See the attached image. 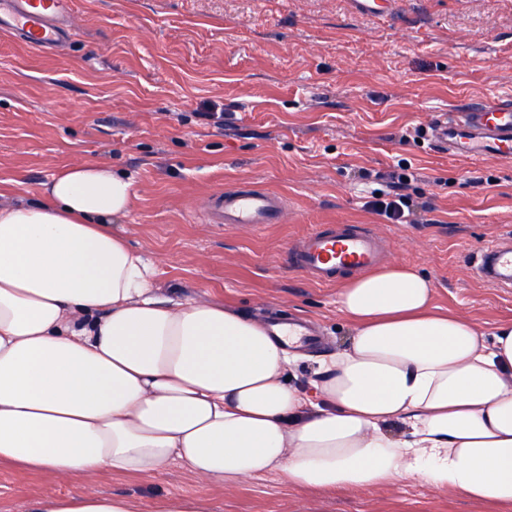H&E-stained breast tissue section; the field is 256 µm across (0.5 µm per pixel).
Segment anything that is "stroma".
Returning <instances> with one entry per match:
<instances>
[{
  "mask_svg": "<svg viewBox=\"0 0 512 512\" xmlns=\"http://www.w3.org/2000/svg\"><path fill=\"white\" fill-rule=\"evenodd\" d=\"M394 2L364 15L352 0H72L73 35L52 52L0 34V203L36 201L72 162L111 164L135 190L120 226L162 261L159 296L312 321L325 354L349 336L338 288L284 266L320 224L377 225L385 263L428 275L437 305L486 331L512 320V288L474 260L512 243V159L457 158L414 135L461 103L512 99V0ZM404 165L414 210L390 224L368 203ZM247 181L286 197V221L210 223V196ZM94 484L144 503L200 493L218 512H494L415 480L204 488L172 464ZM50 485L1 466L0 512Z\"/></svg>",
  "mask_w": 512,
  "mask_h": 512,
  "instance_id": "35a3bbf8",
  "label": "stroma"
}]
</instances>
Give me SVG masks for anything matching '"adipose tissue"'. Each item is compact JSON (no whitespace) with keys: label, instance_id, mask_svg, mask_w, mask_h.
Returning <instances> with one entry per match:
<instances>
[{"label":"adipose tissue","instance_id":"1","mask_svg":"<svg viewBox=\"0 0 512 512\" xmlns=\"http://www.w3.org/2000/svg\"><path fill=\"white\" fill-rule=\"evenodd\" d=\"M134 198L127 175L77 161L38 202L0 205V465L70 487L23 512H217L92 483L171 464L227 489L416 479L512 512V321L485 332L393 263L342 283L351 336L301 381L264 320L157 294L117 226Z\"/></svg>","mask_w":512,"mask_h":512}]
</instances>
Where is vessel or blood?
Wrapping results in <instances>:
<instances>
[{
    "mask_svg": "<svg viewBox=\"0 0 512 512\" xmlns=\"http://www.w3.org/2000/svg\"><path fill=\"white\" fill-rule=\"evenodd\" d=\"M69 0H0V31L27 45L48 50L71 34ZM435 143L459 158L512 157V100L465 105L435 124ZM287 201L248 183L212 195L211 223L254 230L281 223ZM384 257L381 240L366 224H334L307 233L288 249L286 267L320 285L335 283L348 272L377 267ZM487 280L512 284V250L493 246L477 258Z\"/></svg>",
    "mask_w": 512,
    "mask_h": 512,
    "instance_id": "b4317fda",
    "label": "vessel or blood"
}]
</instances>
